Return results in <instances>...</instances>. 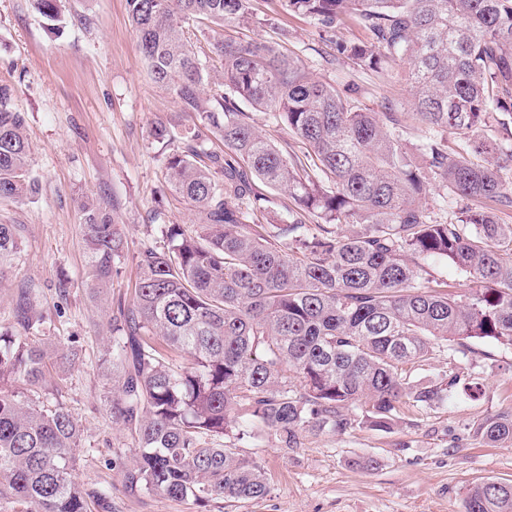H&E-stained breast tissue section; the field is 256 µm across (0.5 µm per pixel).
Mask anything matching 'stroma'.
I'll list each match as a JSON object with an SVG mask.
<instances>
[{
  "label": "stroma",
  "instance_id": "stroma-1",
  "mask_svg": "<svg viewBox=\"0 0 512 512\" xmlns=\"http://www.w3.org/2000/svg\"><path fill=\"white\" fill-rule=\"evenodd\" d=\"M247 35L284 41L312 74L356 86L363 104L402 100L409 86L399 66L363 72L350 63L326 64L333 43L321 40L309 18L282 11L279 0H254ZM0 83L14 89L25 116L31 168L39 192L29 200L0 198V224L17 225L21 251L0 275V322L12 320L14 293L24 283L40 292L51 323L46 348L73 336L77 361L65 368L64 395L85 433L77 478L85 487L112 489L109 512H197L189 501L130 493L106 459L133 442L103 403L108 378L102 359L111 343L105 311L131 296L138 253L161 241V227H192L197 217L165 183L168 148L152 126L180 131L190 119L152 80L129 22L127 0H66L63 21L50 29L30 0H0ZM105 196L124 241L110 287L86 279L87 253L78 201ZM64 315H57V308ZM467 358L437 354L412 370V380L475 373L482 393L436 409L411 410L388 432L356 425L344 434L309 433L285 451L260 437L232 441L236 452L260 461L269 491L253 501L220 500L210 512H465L469 486L486 479L512 482V445L484 446L475 430L485 416L512 412V350L470 341ZM367 458L374 467H364Z\"/></svg>",
  "mask_w": 512,
  "mask_h": 512
}]
</instances>
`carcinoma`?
<instances>
[{
	"mask_svg": "<svg viewBox=\"0 0 512 512\" xmlns=\"http://www.w3.org/2000/svg\"><path fill=\"white\" fill-rule=\"evenodd\" d=\"M50 22L63 0H31ZM152 79L196 118L166 157L174 194L198 216L195 231L166 224L163 244L137 256L140 276L110 322L112 419L135 442L122 468L129 492L206 508L268 492L255 459L224 445L259 429L282 448L305 431L355 424L389 432L405 409L432 408L476 387L458 375L409 381L406 368L466 358L468 339L512 349V0H283L325 34L353 14L371 33L338 42V57L375 73L403 64L407 102L374 112L352 90L313 78L263 40L210 42L215 76L191 19L247 23L252 0H127ZM0 84V198H32L25 118ZM270 111L302 155L286 154L249 122L241 103ZM423 132L416 144L410 130ZM223 143L209 151L211 139ZM288 197L273 219L260 186ZM454 217L446 219L448 203ZM81 232L96 287L112 281L123 240L109 202L80 198ZM20 252L0 224V268ZM446 261L476 288L458 295L425 262ZM14 322L0 323V505L11 512H93L104 487L74 476L82 425L66 404L60 366L30 331L43 325L37 289L23 284ZM480 443H512V414L485 417ZM466 512H512V483L481 481Z\"/></svg>",
	"mask_w": 512,
	"mask_h": 512,
	"instance_id": "cac0c4a2",
	"label": "carcinoma"
}]
</instances>
